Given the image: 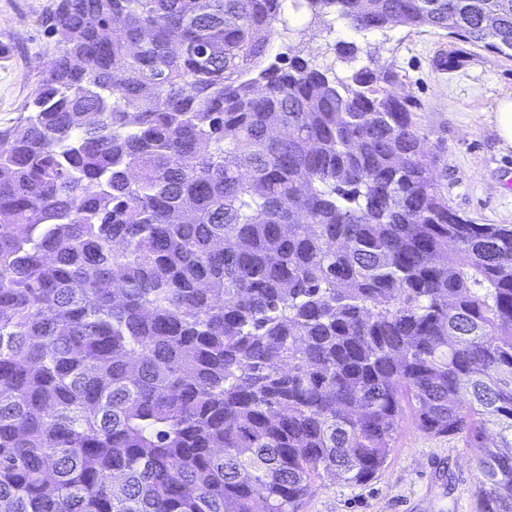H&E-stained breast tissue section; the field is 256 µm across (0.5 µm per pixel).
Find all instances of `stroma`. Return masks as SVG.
Wrapping results in <instances>:
<instances>
[{"label": "stroma", "instance_id": "1", "mask_svg": "<svg viewBox=\"0 0 512 512\" xmlns=\"http://www.w3.org/2000/svg\"><path fill=\"white\" fill-rule=\"evenodd\" d=\"M52 0H0V129L24 112L55 46L41 25ZM282 18L298 37L277 38L274 50L294 51L346 80L376 62L396 76L390 94L408 98L425 150L437 157L435 176L449 206L479 224H512V151L502 152L487 114L512 92V59L445 32L401 23L357 32L327 14L312 17L285 0ZM358 47L354 58L337 43ZM480 473L462 441L435 437L404 423L386 465L371 481L316 487L300 512H474Z\"/></svg>", "mask_w": 512, "mask_h": 512}]
</instances>
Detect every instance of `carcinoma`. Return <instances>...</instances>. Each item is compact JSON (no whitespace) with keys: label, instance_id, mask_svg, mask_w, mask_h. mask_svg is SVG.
<instances>
[{"label":"carcinoma","instance_id":"cac0c4a2","mask_svg":"<svg viewBox=\"0 0 512 512\" xmlns=\"http://www.w3.org/2000/svg\"><path fill=\"white\" fill-rule=\"evenodd\" d=\"M293 2L512 58V0ZM281 6L43 19L0 130V512H299L408 415L512 512V225L448 205L390 72L264 64Z\"/></svg>","mask_w":512,"mask_h":512}]
</instances>
